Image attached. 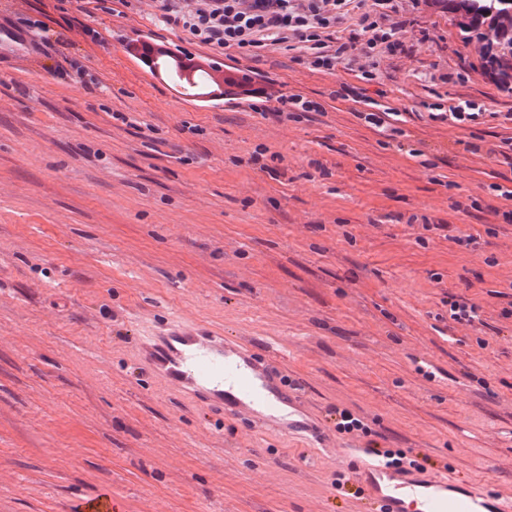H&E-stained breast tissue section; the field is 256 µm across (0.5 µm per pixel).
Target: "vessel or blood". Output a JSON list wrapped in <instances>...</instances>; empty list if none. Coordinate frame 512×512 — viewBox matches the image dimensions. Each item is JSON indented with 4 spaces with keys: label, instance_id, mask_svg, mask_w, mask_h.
I'll use <instances>...</instances> for the list:
<instances>
[{
    "label": "vessel or blood",
    "instance_id": "b4317fda",
    "mask_svg": "<svg viewBox=\"0 0 512 512\" xmlns=\"http://www.w3.org/2000/svg\"><path fill=\"white\" fill-rule=\"evenodd\" d=\"M138 361L164 387L244 425L326 445L287 376L245 339L169 319L141 337ZM355 481L374 512H512V495L475 486L459 491L447 474L399 472L374 458Z\"/></svg>",
    "mask_w": 512,
    "mask_h": 512
}]
</instances>
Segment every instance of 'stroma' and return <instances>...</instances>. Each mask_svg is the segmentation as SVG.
Segmentation results:
<instances>
[{"label": "stroma", "mask_w": 512, "mask_h": 512, "mask_svg": "<svg viewBox=\"0 0 512 512\" xmlns=\"http://www.w3.org/2000/svg\"><path fill=\"white\" fill-rule=\"evenodd\" d=\"M153 13L0 0V512L104 494L112 512H363L336 479L371 440L511 492L512 92L454 13L419 0L371 82L280 50L250 63ZM141 42L322 109L190 95L128 53ZM463 100L478 122L428 116ZM377 103L381 128L362 118ZM451 296L480 322L453 321ZM169 316L274 349L330 449L161 388L138 338ZM337 408L370 436L337 432Z\"/></svg>", "instance_id": "obj_1"}]
</instances>
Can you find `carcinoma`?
<instances>
[{"instance_id": "cac0c4a2", "label": "carcinoma", "mask_w": 512, "mask_h": 512, "mask_svg": "<svg viewBox=\"0 0 512 512\" xmlns=\"http://www.w3.org/2000/svg\"><path fill=\"white\" fill-rule=\"evenodd\" d=\"M494 77L512 81V0H446Z\"/></svg>"}]
</instances>
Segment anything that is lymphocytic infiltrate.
<instances>
[{
	"label": "lymphocytic infiltrate",
	"instance_id": "lymphocytic-infiltrate-1",
	"mask_svg": "<svg viewBox=\"0 0 512 512\" xmlns=\"http://www.w3.org/2000/svg\"><path fill=\"white\" fill-rule=\"evenodd\" d=\"M352 0H153L160 21L181 28L197 44L231 50L254 60L270 49H287L297 41L299 64L313 71L354 67L362 79L377 76L382 54L405 53L402 33L407 25L400 0H371L359 17L355 36H336ZM228 86L242 89L253 104L274 102L276 116L297 118L304 112L320 111L319 103L303 96L272 94L255 83L243 69L225 78Z\"/></svg>",
	"mask_w": 512,
	"mask_h": 512
}]
</instances>
